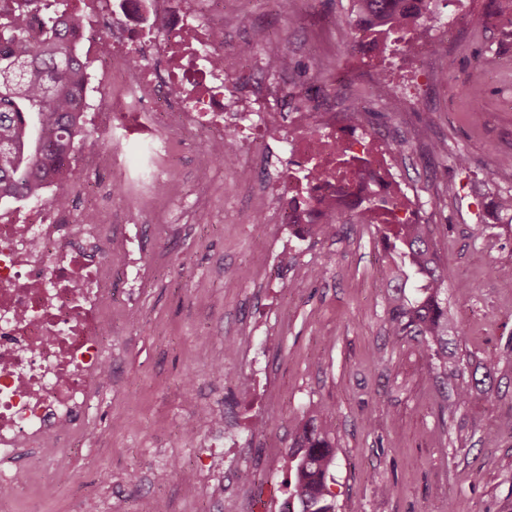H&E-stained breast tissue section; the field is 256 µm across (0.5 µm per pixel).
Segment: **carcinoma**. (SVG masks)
Wrapping results in <instances>:
<instances>
[{"instance_id":"1","label":"carcinoma","mask_w":512,"mask_h":512,"mask_svg":"<svg viewBox=\"0 0 512 512\" xmlns=\"http://www.w3.org/2000/svg\"><path fill=\"white\" fill-rule=\"evenodd\" d=\"M353 31L370 38L365 49L382 54L394 34L422 29L429 0H355ZM57 0H44L50 32L35 37L22 19L7 29L0 48V200H28L42 191L51 164L83 146L87 134L77 122L76 97L83 89L81 65L56 32ZM471 111H481L482 81L475 69L469 87ZM355 224H375L385 244V308L391 335L415 339L454 381L453 403L467 404L480 381V364L449 345L462 339L448 317L442 295L450 281L428 224H397L391 202L371 195L355 212ZM335 448L328 432L308 419L297 425L283 457L290 478L286 512H334L330 472Z\"/></svg>"}]
</instances>
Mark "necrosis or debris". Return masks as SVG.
<instances>
[{
    "label": "necrosis or debris",
    "instance_id": "1",
    "mask_svg": "<svg viewBox=\"0 0 512 512\" xmlns=\"http://www.w3.org/2000/svg\"><path fill=\"white\" fill-rule=\"evenodd\" d=\"M202 0H65L78 18L66 38L86 72L85 131L101 146L72 155L68 173L50 179L39 198L0 211V460L24 467L0 471V512H25L20 494L37 487L43 501L66 490L60 457L89 432L77 425L112 376V255L121 253L131 295L150 271L142 227L112 235V212L90 199L86 177L105 174L131 209L152 211L178 193L169 176L187 136L200 138L199 174H220L229 154L239 184L261 182L262 209L252 224L279 236L261 263L281 262L287 239L306 240L332 203L349 214L364 190L394 191L395 212L415 220L389 144L351 135L336 113L285 116L269 90L270 73L287 63L277 46L257 53L224 49V26ZM233 132L225 143V132ZM350 162L347 179L310 177L315 164ZM288 162L290 176L271 169Z\"/></svg>",
    "mask_w": 512,
    "mask_h": 512
}]
</instances>
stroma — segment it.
I'll return each mask as SVG.
<instances>
[{
  "instance_id": "1",
  "label": "stroma",
  "mask_w": 512,
  "mask_h": 512,
  "mask_svg": "<svg viewBox=\"0 0 512 512\" xmlns=\"http://www.w3.org/2000/svg\"><path fill=\"white\" fill-rule=\"evenodd\" d=\"M224 44L260 45L277 37L288 60L277 83L296 109L344 69L356 77L333 109L362 106L355 133L387 135L397 165L431 225L451 275L448 313L460 348L485 367L480 392L445 407L439 370L423 345L386 330L382 245L375 226L342 224L304 244L289 243L284 269L258 266L250 224H186L180 231L146 218L142 257L153 276L138 320L127 318L126 275L112 267L115 345L112 395L95 401L96 425L110 451L89 448L64 459L73 481L57 512H79L80 498L109 496V512H224L223 489L204 484L213 458L197 406H241L231 453L251 482L235 487L238 512H281L288 497L282 457L299 421L315 418L336 451L335 512H512V288L491 269L512 265V219L488 211L512 192V75L483 84L482 109L467 88L475 66L512 60V27L493 17L496 0H431L424 44L440 69L407 68L398 45L382 58L352 52L353 0H223ZM454 21L444 41L442 22ZM385 67L397 100L369 80ZM426 138H417L418 128ZM444 142L446 155L429 150ZM498 170L488 179L487 170ZM281 321L267 325L271 311ZM224 362L214 373L213 360ZM254 361L267 383L241 385ZM271 425L255 436L252 420ZM196 435L179 433L184 420ZM388 486V494L377 491Z\"/></svg>"
}]
</instances>
